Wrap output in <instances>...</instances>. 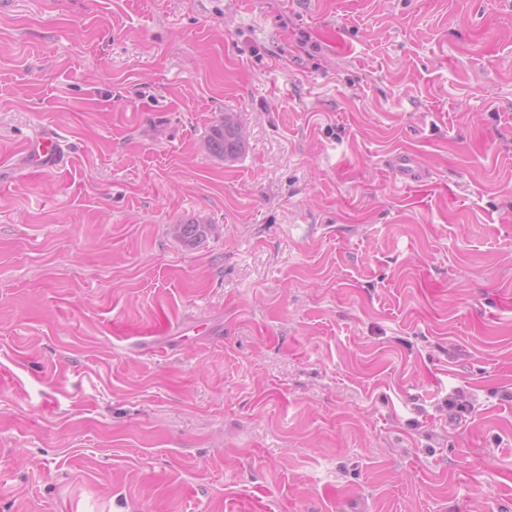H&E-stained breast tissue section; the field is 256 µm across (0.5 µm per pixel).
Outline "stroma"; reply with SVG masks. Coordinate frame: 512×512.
Returning a JSON list of instances; mask_svg holds the SVG:
<instances>
[{
  "label": "stroma",
  "mask_w": 512,
  "mask_h": 512,
  "mask_svg": "<svg viewBox=\"0 0 512 512\" xmlns=\"http://www.w3.org/2000/svg\"><path fill=\"white\" fill-rule=\"evenodd\" d=\"M509 289L512 0L0 6V512H512ZM245 138L238 113L221 112L204 138L205 150L219 160L236 159L243 151ZM28 166L33 171H45L57 168L62 164L63 154L56 134L41 133L30 141L24 151ZM388 166L406 186L414 187L426 182L422 169L419 167L415 156L411 153L396 152L389 157ZM213 224L202 220L170 225V232L184 245L197 247L202 244L213 230Z\"/></svg>",
  "instance_id": "stroma-1"
}]
</instances>
